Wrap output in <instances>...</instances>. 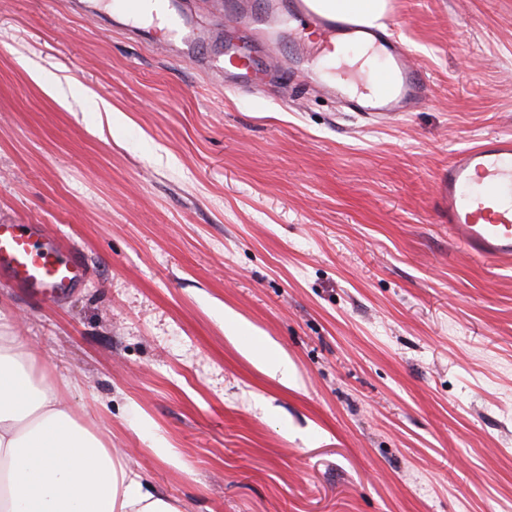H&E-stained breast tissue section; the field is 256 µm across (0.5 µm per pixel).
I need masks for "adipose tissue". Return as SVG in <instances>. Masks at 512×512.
I'll list each match as a JSON object with an SVG mask.
<instances>
[{
	"label": "adipose tissue",
	"instance_id": "obj_1",
	"mask_svg": "<svg viewBox=\"0 0 512 512\" xmlns=\"http://www.w3.org/2000/svg\"><path fill=\"white\" fill-rule=\"evenodd\" d=\"M321 10L374 26L388 0H321ZM68 383L0 330V512H179L80 425Z\"/></svg>",
	"mask_w": 512,
	"mask_h": 512
}]
</instances>
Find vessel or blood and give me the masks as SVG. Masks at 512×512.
I'll use <instances>...</instances> for the list:
<instances>
[{
    "label": "vessel or blood",
    "mask_w": 512,
    "mask_h": 512,
    "mask_svg": "<svg viewBox=\"0 0 512 512\" xmlns=\"http://www.w3.org/2000/svg\"><path fill=\"white\" fill-rule=\"evenodd\" d=\"M225 8L234 26L223 38L210 36L187 13L169 16L179 49L193 58L212 79L232 84L246 80L255 86L270 78L291 81L292 71L278 61L279 40L271 28L257 22L285 12L300 33L293 43L309 57L319 55L336 39L370 44L383 58L380 72L361 74L362 83L385 79L387 92L369 98L350 96L346 88L325 93L366 117L391 120L418 107L429 91L405 44L392 29H379L356 18H339L316 11L315 0H238ZM437 206L448 233L470 255L488 261L512 259V136L491 135L459 151L439 177ZM88 275L78 252L59 238L41 235L34 224H0V276L26 293L60 300L73 293Z\"/></svg>",
    "instance_id": "obj_1"
}]
</instances>
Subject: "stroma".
Returning a JSON list of instances; mask_svg holds the SVG:
<instances>
[{
    "mask_svg": "<svg viewBox=\"0 0 512 512\" xmlns=\"http://www.w3.org/2000/svg\"><path fill=\"white\" fill-rule=\"evenodd\" d=\"M382 24L429 84L389 122L308 88L311 60L228 93L66 0H0V223L92 270L56 302L0 280V314L182 512H512V264L454 243L435 196L512 133V0Z\"/></svg>",
    "mask_w": 512,
    "mask_h": 512,
    "instance_id": "obj_1",
    "label": "stroma"
}]
</instances>
